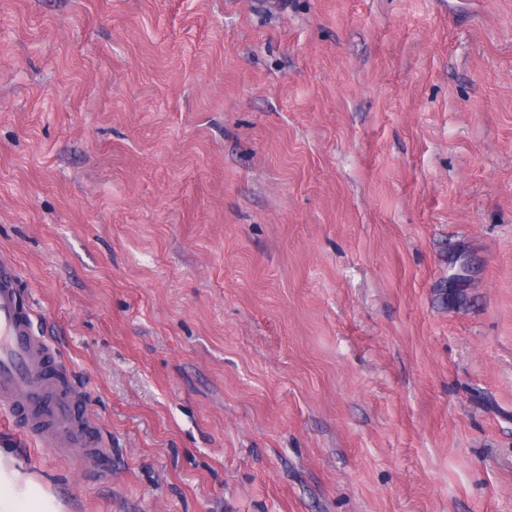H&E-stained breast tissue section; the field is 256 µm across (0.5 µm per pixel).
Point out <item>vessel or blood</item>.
Returning a JSON list of instances; mask_svg holds the SVG:
<instances>
[{
    "label": "vessel or blood",
    "mask_w": 512,
    "mask_h": 512,
    "mask_svg": "<svg viewBox=\"0 0 512 512\" xmlns=\"http://www.w3.org/2000/svg\"><path fill=\"white\" fill-rule=\"evenodd\" d=\"M23 277L0 255V414L37 446L59 455L84 449L106 455L73 389L59 375L55 345L36 327L37 313L22 297Z\"/></svg>",
    "instance_id": "b4317fda"
}]
</instances>
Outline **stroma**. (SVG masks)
Instances as JSON below:
<instances>
[{
    "label": "stroma",
    "instance_id": "stroma-1",
    "mask_svg": "<svg viewBox=\"0 0 512 512\" xmlns=\"http://www.w3.org/2000/svg\"><path fill=\"white\" fill-rule=\"evenodd\" d=\"M1 252L61 512H512V0H0ZM23 283L18 266L1 254L0 414L19 434L58 455H71V448L106 455L77 395L56 369L55 345L36 330L37 313L22 298Z\"/></svg>",
    "mask_w": 512,
    "mask_h": 512
}]
</instances>
